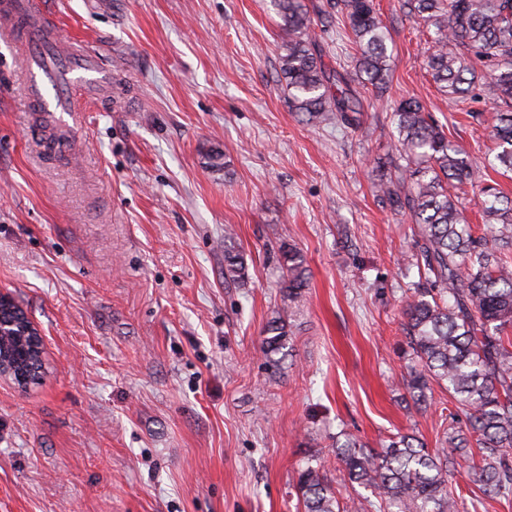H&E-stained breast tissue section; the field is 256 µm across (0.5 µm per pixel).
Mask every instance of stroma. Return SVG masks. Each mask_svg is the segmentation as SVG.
Returning a JSON list of instances; mask_svg holds the SVG:
<instances>
[{
    "label": "stroma",
    "mask_w": 512,
    "mask_h": 512,
    "mask_svg": "<svg viewBox=\"0 0 512 512\" xmlns=\"http://www.w3.org/2000/svg\"><path fill=\"white\" fill-rule=\"evenodd\" d=\"M44 2L62 40L123 67L86 94L74 151L49 154L60 132L20 90L21 45L0 43V290L45 362L29 388L0 378V512H300L304 459H332L340 433L444 447L447 392L420 410L402 385L414 226L374 192L393 103L421 100L478 180L512 194V178L485 166L487 90L459 102L434 84L432 27L374 0L389 88L343 128L292 110L269 0ZM317 39L353 68L343 14ZM285 242L310 281L272 364ZM228 246L245 285L224 280ZM288 324L283 313H278L266 326V337L263 340V353L269 361H273L272 356L279 354L285 348L290 339ZM274 362V361H273Z\"/></svg>",
    "instance_id": "obj_1"
}]
</instances>
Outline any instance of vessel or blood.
<instances>
[{"label": "vessel or blood", "mask_w": 512, "mask_h": 512, "mask_svg": "<svg viewBox=\"0 0 512 512\" xmlns=\"http://www.w3.org/2000/svg\"><path fill=\"white\" fill-rule=\"evenodd\" d=\"M25 29L28 92L38 111L55 123L77 130L82 108L71 91L88 92L104 83L108 70L95 53L59 40L39 0H0V40H13Z\"/></svg>", "instance_id": "vessel-or-blood-1"}]
</instances>
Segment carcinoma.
I'll return each mask as SVG.
<instances>
[{"instance_id": "carcinoma-1", "label": "carcinoma", "mask_w": 512, "mask_h": 512, "mask_svg": "<svg viewBox=\"0 0 512 512\" xmlns=\"http://www.w3.org/2000/svg\"><path fill=\"white\" fill-rule=\"evenodd\" d=\"M281 31L278 79L294 111L344 127L359 123L362 92L383 95L389 83L387 28L373 0H326L321 27L338 7L357 47L354 72L328 68L303 0H271ZM408 14L434 28L428 67L451 99L484 81L497 107L495 154L488 165L512 173V0H404ZM397 136L389 148L393 172L374 184L381 202L415 224V265L425 283L404 308L402 331L410 352L403 385L414 405L427 407L431 386L448 391L449 448L429 451L413 434H395L378 450L346 434L336 439L339 485L320 457L306 458L298 478L302 512H345L340 486L375 512H465L466 500H512V197L498 183L477 185L467 152L448 139L421 101L393 110ZM471 186L482 224L470 223L459 193ZM282 290L289 304L303 299L309 269L294 245L279 249ZM224 280L244 284L242 254L224 248ZM263 353L282 352L290 339L284 314L266 326ZM39 343L10 314L0 315V356L20 375L42 364ZM468 464L470 484L457 474Z\"/></svg>"}]
</instances>
